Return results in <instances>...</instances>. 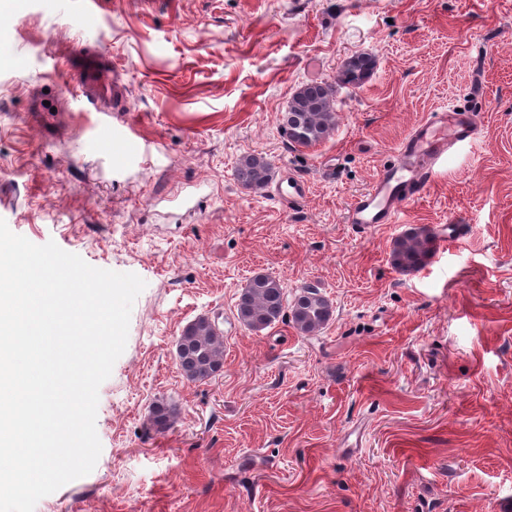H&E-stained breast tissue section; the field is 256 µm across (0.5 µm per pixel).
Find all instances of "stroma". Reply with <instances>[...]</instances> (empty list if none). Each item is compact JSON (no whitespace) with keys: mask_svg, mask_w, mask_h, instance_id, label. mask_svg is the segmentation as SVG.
<instances>
[{"mask_svg":"<svg viewBox=\"0 0 512 512\" xmlns=\"http://www.w3.org/2000/svg\"><path fill=\"white\" fill-rule=\"evenodd\" d=\"M99 2L0 11V56L18 57L0 65V219L146 283L99 388L97 464L35 512H512V0ZM87 47L122 75L111 111L67 85ZM359 53L373 70L342 84ZM312 81L333 86L336 128L293 147L281 114ZM452 109L477 138L396 223L346 224L412 129ZM104 126L140 152L113 154ZM247 153L306 181L304 202L245 189ZM422 227L430 261L399 272L394 240ZM258 273L319 288L331 321L246 329ZM201 315L224 365L195 383L175 343ZM160 400L177 408L164 432Z\"/></svg>","mask_w":512,"mask_h":512,"instance_id":"35a3bbf8","label":"stroma"}]
</instances>
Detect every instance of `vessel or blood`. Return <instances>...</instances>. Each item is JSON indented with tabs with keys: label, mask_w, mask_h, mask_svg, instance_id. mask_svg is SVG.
<instances>
[{
	"label": "vessel or blood",
	"mask_w": 512,
	"mask_h": 512,
	"mask_svg": "<svg viewBox=\"0 0 512 512\" xmlns=\"http://www.w3.org/2000/svg\"><path fill=\"white\" fill-rule=\"evenodd\" d=\"M107 70V63L95 54L80 60L75 79L81 102L102 105L123 97V84L120 79H108ZM477 133L478 124L473 119L432 113L402 141L396 159L381 169L367 191L352 200L347 223L361 230L395 223L404 206L433 183L437 167L448 153L472 141ZM274 196L285 204L302 201L306 184L300 178H290L286 186L275 188Z\"/></svg>",
	"instance_id": "obj_1"
}]
</instances>
